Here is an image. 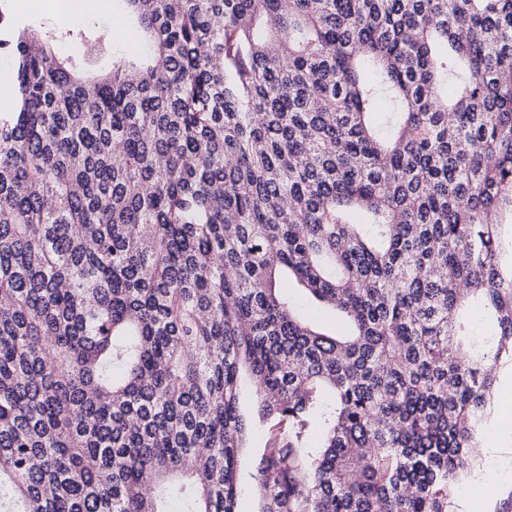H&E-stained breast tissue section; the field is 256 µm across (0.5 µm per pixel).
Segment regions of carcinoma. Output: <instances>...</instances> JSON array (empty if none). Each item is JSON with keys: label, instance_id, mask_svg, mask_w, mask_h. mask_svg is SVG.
Instances as JSON below:
<instances>
[{"label": "carcinoma", "instance_id": "1", "mask_svg": "<svg viewBox=\"0 0 512 512\" xmlns=\"http://www.w3.org/2000/svg\"><path fill=\"white\" fill-rule=\"evenodd\" d=\"M125 2L135 53L0 0V512H238L243 373L260 512H448L512 359V0Z\"/></svg>", "mask_w": 512, "mask_h": 512}]
</instances>
